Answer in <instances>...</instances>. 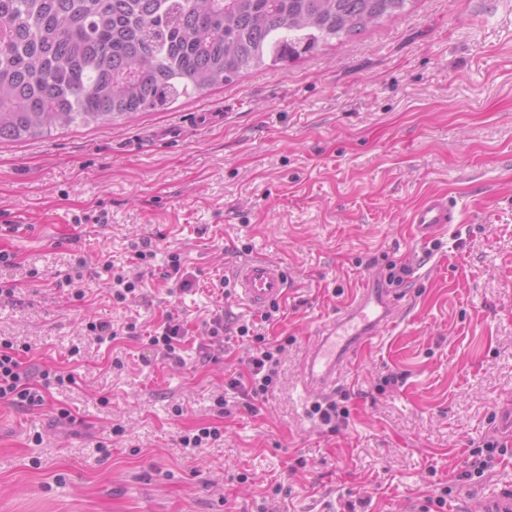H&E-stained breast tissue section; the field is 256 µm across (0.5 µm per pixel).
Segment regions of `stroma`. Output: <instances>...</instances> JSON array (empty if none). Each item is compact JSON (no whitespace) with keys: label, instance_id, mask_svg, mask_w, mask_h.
Wrapping results in <instances>:
<instances>
[{"label":"stroma","instance_id":"1","mask_svg":"<svg viewBox=\"0 0 512 512\" xmlns=\"http://www.w3.org/2000/svg\"><path fill=\"white\" fill-rule=\"evenodd\" d=\"M458 215L422 242L425 195ZM150 242V264L132 249ZM0 337L57 372L43 406L0 401V512H406L464 469L512 402V0H409L397 17L288 66L252 71L163 112L0 142ZM181 256L189 286L164 274ZM288 274L275 320L224 294L246 259ZM139 278L113 305L105 261ZM390 263L414 274L395 328L336 383L349 422L321 427L301 363L352 289ZM260 322L285 343L258 413H220L237 341L204 322ZM178 314L179 360L145 333ZM133 317L142 337L86 325ZM392 374L400 386L386 384ZM68 411L71 421L61 420ZM202 427L221 438L189 450ZM247 481H239V474Z\"/></svg>","mask_w":512,"mask_h":512}]
</instances>
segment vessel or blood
Returning <instances> with one entry per match:
<instances>
[{"label":"vessel or blood","instance_id":"obj_1","mask_svg":"<svg viewBox=\"0 0 512 512\" xmlns=\"http://www.w3.org/2000/svg\"><path fill=\"white\" fill-rule=\"evenodd\" d=\"M455 210L446 195H428L412 212L410 222L423 242L448 230ZM240 302L250 310L281 301L288 277L275 260L255 257L239 264L232 273ZM404 307L392 290L360 289L322 329L302 362L301 383L306 393L330 391L346 365L359 361L372 346L376 330L394 324ZM477 512H512V487L491 489L476 506Z\"/></svg>","mask_w":512,"mask_h":512}]
</instances>
